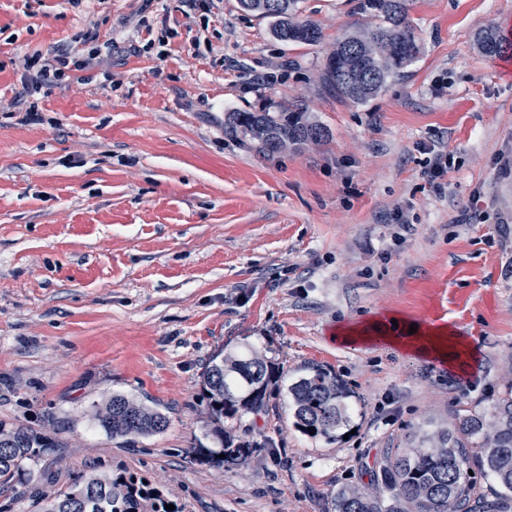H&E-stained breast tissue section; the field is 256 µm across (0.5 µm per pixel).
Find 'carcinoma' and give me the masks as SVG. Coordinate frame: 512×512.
<instances>
[{
  "label": "carcinoma",
  "mask_w": 512,
  "mask_h": 512,
  "mask_svg": "<svg viewBox=\"0 0 512 512\" xmlns=\"http://www.w3.org/2000/svg\"><path fill=\"white\" fill-rule=\"evenodd\" d=\"M301 0H239L241 8L269 21L271 36L285 44L314 45L322 38L317 24L300 19ZM353 12L366 24L343 34L329 52L322 82L353 103L377 97L389 82L404 75L420 47L411 18L413 0H352ZM480 51L495 57L509 49L493 30L478 37ZM224 134L253 144L263 154L297 149L320 141L326 130L306 108L224 113ZM283 372L262 354L217 351L202 373L200 404L210 429L204 443L193 448L197 459L243 464L272 440L233 439L224 421L269 408L280 391ZM293 426L306 436L328 442L349 426L351 392L328 370L309 365L287 387ZM93 419L112 438L149 437L163 433L168 416L143 401L116 393L93 405ZM313 431H308V428ZM61 447L52 435L24 425L0 421V485L21 481L23 462ZM491 477L494 499L472 498L468 471ZM50 488L37 499L39 512H156L151 496L157 490L133 476L92 474L66 489H55L54 476L44 475ZM335 512H512V387L493 403L491 414L464 407L446 428L424 431L405 450L390 451L379 463L369 487L344 485L334 497Z\"/></svg>",
  "instance_id": "carcinoma-1"
}]
</instances>
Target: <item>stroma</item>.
Here are the masks:
<instances>
[{
	"label": "stroma",
	"instance_id": "35a3bbf8",
	"mask_svg": "<svg viewBox=\"0 0 512 512\" xmlns=\"http://www.w3.org/2000/svg\"><path fill=\"white\" fill-rule=\"evenodd\" d=\"M302 16L319 44L273 40L238 0H0V421L62 443L25 461L0 512H37L46 470L64 486L143 477L182 512H334L412 432L463 404L491 412L512 386V52L476 46L512 26V0H414L422 51L363 104L320 78L358 22L349 0H304ZM91 29L112 43L111 79L79 71L24 123L26 57L87 54ZM299 100L326 139L263 156L224 133L225 113ZM435 151L449 168L434 186ZM473 204L481 218L458 223ZM399 210L411 232L390 223ZM413 324L449 327L469 354L417 353ZM247 347L292 376L336 375L352 435L311 439L278 403L226 424L274 448L194 461L202 372ZM115 393L168 429L107 436L92 407Z\"/></svg>",
	"mask_w": 512,
	"mask_h": 512
}]
</instances>
